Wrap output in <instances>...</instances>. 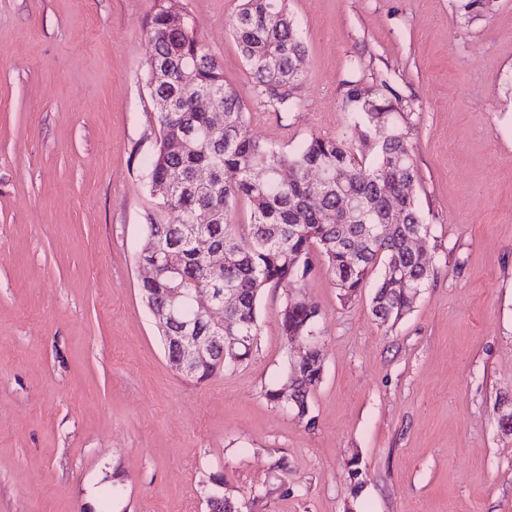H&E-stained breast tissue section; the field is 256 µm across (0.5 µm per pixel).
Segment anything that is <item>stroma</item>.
<instances>
[{
    "mask_svg": "<svg viewBox=\"0 0 512 512\" xmlns=\"http://www.w3.org/2000/svg\"><path fill=\"white\" fill-rule=\"evenodd\" d=\"M182 4L270 146L359 142L348 85L383 88L412 138L431 276L383 325L379 270L346 301L312 251L306 418L265 396L305 346L281 331L286 288L263 291L247 362L178 374L137 262L153 0H0V512H80L91 484L108 512H206L210 491L252 512H512V0H288L306 52L286 112L256 98L227 28L239 0Z\"/></svg>",
    "mask_w": 512,
    "mask_h": 512,
    "instance_id": "obj_1",
    "label": "stroma"
}]
</instances>
